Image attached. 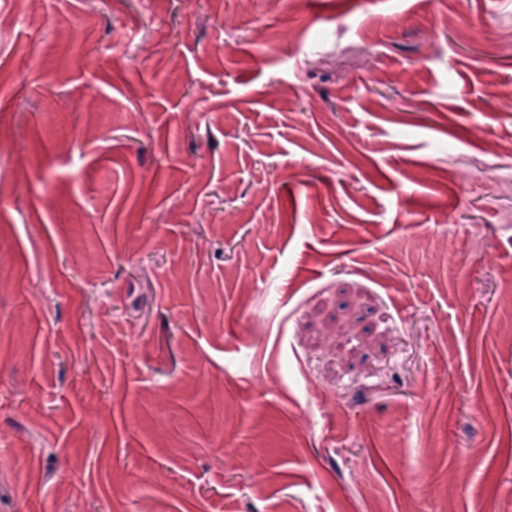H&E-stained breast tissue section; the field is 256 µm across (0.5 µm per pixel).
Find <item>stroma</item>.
Here are the masks:
<instances>
[{
  "mask_svg": "<svg viewBox=\"0 0 512 512\" xmlns=\"http://www.w3.org/2000/svg\"><path fill=\"white\" fill-rule=\"evenodd\" d=\"M15 8L0 512H512V0Z\"/></svg>",
  "mask_w": 512,
  "mask_h": 512,
  "instance_id": "stroma-1",
  "label": "stroma"
}]
</instances>
